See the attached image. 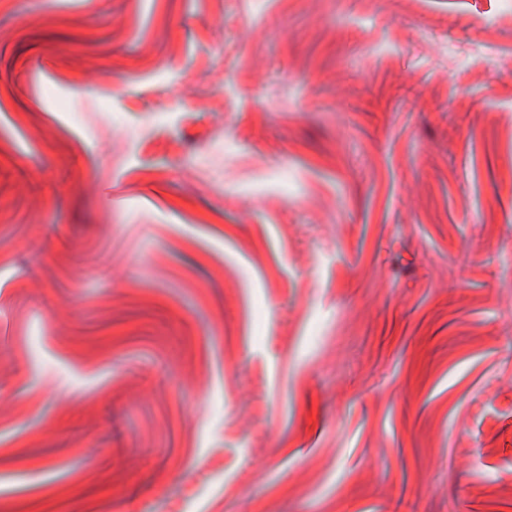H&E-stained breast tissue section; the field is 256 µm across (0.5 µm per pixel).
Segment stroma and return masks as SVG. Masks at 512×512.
I'll return each instance as SVG.
<instances>
[{"mask_svg": "<svg viewBox=\"0 0 512 512\" xmlns=\"http://www.w3.org/2000/svg\"><path fill=\"white\" fill-rule=\"evenodd\" d=\"M512 0H0V512H512Z\"/></svg>", "mask_w": 512, "mask_h": 512, "instance_id": "35a3bbf8", "label": "stroma"}]
</instances>
